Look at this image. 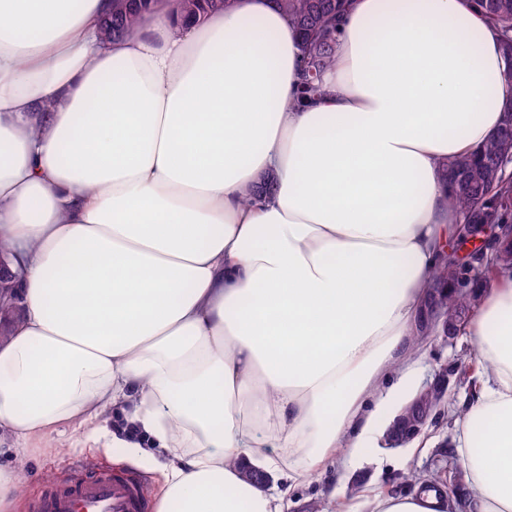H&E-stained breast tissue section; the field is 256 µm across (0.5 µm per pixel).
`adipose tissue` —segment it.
Returning <instances> with one entry per match:
<instances>
[{
    "instance_id": "1",
    "label": "adipose tissue",
    "mask_w": 512,
    "mask_h": 512,
    "mask_svg": "<svg viewBox=\"0 0 512 512\" xmlns=\"http://www.w3.org/2000/svg\"><path fill=\"white\" fill-rule=\"evenodd\" d=\"M0 0V239L23 314L0 341V512L18 463L129 448L157 512H287L408 389L459 212L441 166L512 102L463 0H353L311 102L275 0L183 23L157 0ZM467 334L488 363L455 452L471 512H512V273ZM275 479L245 482L241 466ZM130 2H133L134 6L130 9H124L123 0H112V37L109 40L134 37L156 1L131 0ZM115 14L119 15L118 31H116Z\"/></svg>"
}]
</instances>
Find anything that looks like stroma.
Returning a JSON list of instances; mask_svg holds the SVG:
<instances>
[{"instance_id": "35a3bbf8", "label": "stroma", "mask_w": 512, "mask_h": 512, "mask_svg": "<svg viewBox=\"0 0 512 512\" xmlns=\"http://www.w3.org/2000/svg\"><path fill=\"white\" fill-rule=\"evenodd\" d=\"M416 384L431 379L442 366L455 365L459 360L475 356L476 349L466 332H459L445 342H428L423 348ZM448 396L455 411L468 407L471 399L466 386L457 382L456 375L448 377ZM454 413L441 414L429 419L421 436L422 447L406 444L399 448L389 447L384 436H377L371 442L362 458L353 462L342 474L322 473L311 476L301 487L291 491L288 512H310L311 504L323 498H331L334 505L353 508L354 512H370L363 499L353 498L350 487L353 482H363L366 488L379 492L395 490L399 487V478L408 469L420 470L432 467L435 451L441 443H454L459 432V420ZM82 469L93 475L102 470L122 471L139 477L146 489L149 502H156L155 492L148 474H145L133 460L123 458L121 449H114L112 455L89 456L86 449L77 448L63 455L45 453L30 460L21 476L25 486V495L20 512H31L30 505L37 494L59 480L69 477L74 469Z\"/></svg>"}]
</instances>
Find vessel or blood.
Returning a JSON list of instances; mask_svg holds the SVG:
<instances>
[{"mask_svg":"<svg viewBox=\"0 0 512 512\" xmlns=\"http://www.w3.org/2000/svg\"><path fill=\"white\" fill-rule=\"evenodd\" d=\"M149 502L140 483L118 471L88 476L72 474L33 501V512H147Z\"/></svg>","mask_w":512,"mask_h":512,"instance_id":"b4317fda","label":"vessel or blood"}]
</instances>
